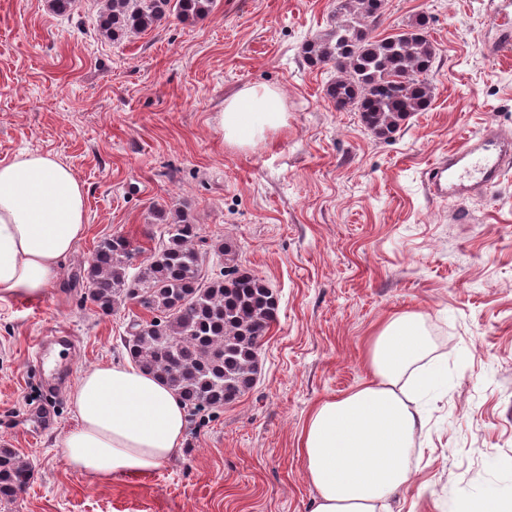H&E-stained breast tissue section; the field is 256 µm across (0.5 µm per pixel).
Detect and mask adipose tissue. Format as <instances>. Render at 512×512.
Listing matches in <instances>:
<instances>
[{
	"label": "adipose tissue",
	"mask_w": 512,
	"mask_h": 512,
	"mask_svg": "<svg viewBox=\"0 0 512 512\" xmlns=\"http://www.w3.org/2000/svg\"><path fill=\"white\" fill-rule=\"evenodd\" d=\"M282 94L266 85L225 99L220 131L243 147L285 123ZM86 231V190L54 155L26 151L0 161V299L40 298ZM416 314L389 317L365 351L367 382L320 403L302 433L311 512H384L413 480L410 456L425 425L420 399L441 373ZM78 418L64 438L68 466L100 479L146 473L177 456L183 402L129 363L83 373L69 393Z\"/></svg>",
	"instance_id": "adipose-tissue-1"
}]
</instances>
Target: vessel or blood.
Returning <instances> with one entry per match:
<instances>
[{"label": "vessel or blood", "mask_w": 512, "mask_h": 512, "mask_svg": "<svg viewBox=\"0 0 512 512\" xmlns=\"http://www.w3.org/2000/svg\"><path fill=\"white\" fill-rule=\"evenodd\" d=\"M511 172L512 137L488 127L431 164L425 181L438 199H464L486 192Z\"/></svg>", "instance_id": "1"}]
</instances>
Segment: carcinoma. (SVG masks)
<instances>
[{"label": "carcinoma", "instance_id": "cac0c4a2", "mask_svg": "<svg viewBox=\"0 0 512 512\" xmlns=\"http://www.w3.org/2000/svg\"><path fill=\"white\" fill-rule=\"evenodd\" d=\"M176 2L177 15L198 19L213 0H109L100 16L103 34L117 40L157 26ZM384 0H337L336 22L303 46L312 65L336 77L325 95L336 109L360 113L380 138L430 104L435 50L429 20L420 15L400 31L377 38ZM195 225L178 213L165 220L163 237L143 261L123 235L101 239L83 270L86 297L104 314L136 304L150 314L128 324L125 348L137 367L161 380L192 410H220L250 391L258 350L275 322L278 297L263 279L241 268L228 244L219 275H203L205 254L193 244ZM139 262L140 275L132 274ZM33 477L29 462L0 446V505L11 504Z\"/></svg>", "mask_w": 512, "mask_h": 512}]
</instances>
